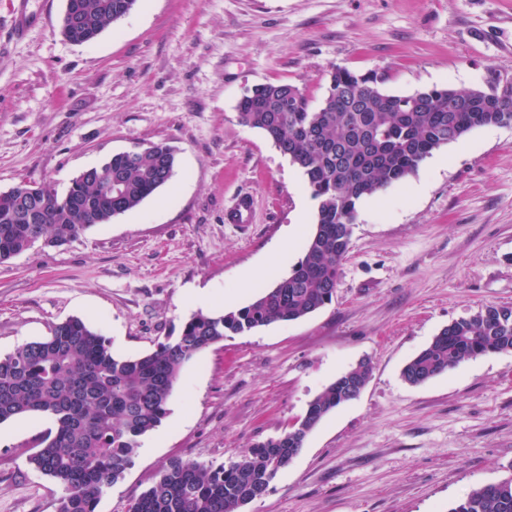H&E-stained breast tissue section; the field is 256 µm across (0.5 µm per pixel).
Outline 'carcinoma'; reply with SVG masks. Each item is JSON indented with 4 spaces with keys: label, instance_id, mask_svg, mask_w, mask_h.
Returning <instances> with one entry per match:
<instances>
[{
    "label": "carcinoma",
    "instance_id": "carcinoma-1",
    "mask_svg": "<svg viewBox=\"0 0 512 512\" xmlns=\"http://www.w3.org/2000/svg\"><path fill=\"white\" fill-rule=\"evenodd\" d=\"M137 0H66L71 20L63 36L95 40L126 17ZM375 74L342 66L328 74L327 93L313 108L288 83L262 84L237 105L240 121L262 131L304 174L317 201L315 230L288 275L247 305L197 312L178 336L140 356H120L80 318L55 324L49 335L0 358V424L35 414L50 427L29 463L62 488L57 512H96L101 497L135 463L140 438L158 427L184 365L229 333L304 318L332 302L340 268L366 196L404 180L419 164L472 130L512 125V85L503 89L432 87L390 94ZM165 143L133 148L77 176L60 196L50 185L22 181L0 193V263L43 241L60 246L138 207L174 174ZM36 209L28 220L25 204ZM512 351V308L488 306L444 327L402 369L420 385L464 360ZM351 400L333 381L279 436L239 451L228 463L174 460L154 484L130 499L127 512H241L262 497L308 434ZM448 512H512V476L472 490Z\"/></svg>",
    "mask_w": 512,
    "mask_h": 512
}]
</instances>
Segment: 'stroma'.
<instances>
[{
    "instance_id": "obj_1",
    "label": "stroma",
    "mask_w": 512,
    "mask_h": 512,
    "mask_svg": "<svg viewBox=\"0 0 512 512\" xmlns=\"http://www.w3.org/2000/svg\"><path fill=\"white\" fill-rule=\"evenodd\" d=\"M64 0L0 48V191L65 194L113 154L164 142L172 179L61 246L0 264V355L79 317L114 353L179 335L205 291L248 304L303 256L316 202L301 170L240 123L255 85L312 105L340 65L392 94L512 83V0H139L94 41L60 32ZM255 200L240 228L224 209ZM512 307V126L473 130L363 199L333 302L223 341L185 365L161 424L97 512H127L176 458L228 461L281 434L361 360V394L309 433L243 512H448L512 475V352L412 386L401 369L454 320ZM45 418L0 425V512H56L60 486L29 463Z\"/></svg>"
}]
</instances>
